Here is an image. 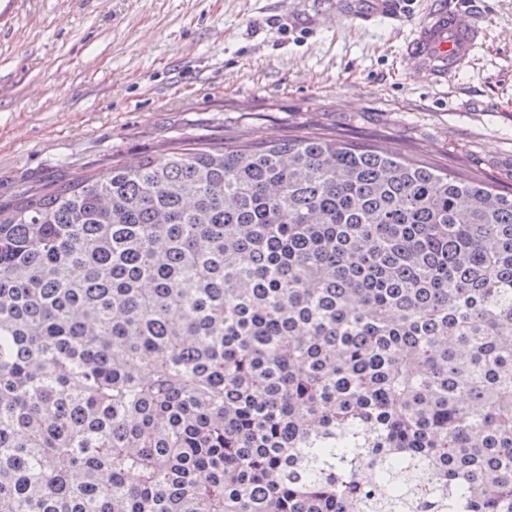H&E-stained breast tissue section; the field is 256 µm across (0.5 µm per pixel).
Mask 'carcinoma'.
<instances>
[{
	"mask_svg": "<svg viewBox=\"0 0 512 512\" xmlns=\"http://www.w3.org/2000/svg\"><path fill=\"white\" fill-rule=\"evenodd\" d=\"M0 512H512V193L317 132L20 189Z\"/></svg>",
	"mask_w": 512,
	"mask_h": 512,
	"instance_id": "obj_1",
	"label": "carcinoma"
}]
</instances>
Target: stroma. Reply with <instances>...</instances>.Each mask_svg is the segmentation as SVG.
<instances>
[{
	"label": "stroma",
	"instance_id": "35a3bbf8",
	"mask_svg": "<svg viewBox=\"0 0 512 512\" xmlns=\"http://www.w3.org/2000/svg\"><path fill=\"white\" fill-rule=\"evenodd\" d=\"M398 19H324L331 0H0V200L180 137L386 145L512 191V0H466L473 62L430 88Z\"/></svg>",
	"mask_w": 512,
	"mask_h": 512
}]
</instances>
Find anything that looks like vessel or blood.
I'll return each instance as SVG.
<instances>
[{"label":"vessel or blood","instance_id":"b4317fda","mask_svg":"<svg viewBox=\"0 0 512 512\" xmlns=\"http://www.w3.org/2000/svg\"><path fill=\"white\" fill-rule=\"evenodd\" d=\"M361 8L358 0H344L342 8L360 22L399 14L397 0H368ZM486 28L460 0H432L424 18L415 26L405 53L414 74L425 85L436 87L464 69L483 44Z\"/></svg>","mask_w":512,"mask_h":512}]
</instances>
